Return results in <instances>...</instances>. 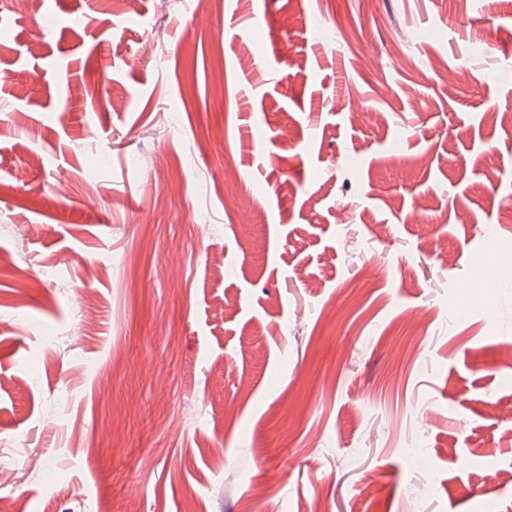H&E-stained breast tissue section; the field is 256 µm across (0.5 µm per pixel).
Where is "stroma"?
<instances>
[{"mask_svg":"<svg viewBox=\"0 0 512 512\" xmlns=\"http://www.w3.org/2000/svg\"><path fill=\"white\" fill-rule=\"evenodd\" d=\"M223 2L0 0V497L512 512V0Z\"/></svg>","mask_w":512,"mask_h":512,"instance_id":"stroma-1","label":"stroma"}]
</instances>
